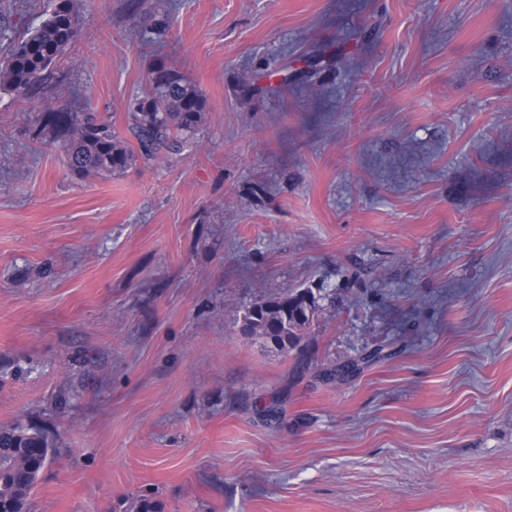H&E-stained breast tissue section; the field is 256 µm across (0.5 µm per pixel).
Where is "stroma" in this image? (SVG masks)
I'll return each mask as SVG.
<instances>
[{"instance_id":"35a3bbf8","label":"stroma","mask_w":512,"mask_h":512,"mask_svg":"<svg viewBox=\"0 0 512 512\" xmlns=\"http://www.w3.org/2000/svg\"><path fill=\"white\" fill-rule=\"evenodd\" d=\"M75 4L52 80L0 90V428L56 443L31 512H512V0ZM52 7L0 0V56ZM160 62L207 101L183 150L84 178L35 136L49 101L133 143ZM299 288L301 349L241 334ZM383 348H376L365 357L359 360H350L345 363L339 365H332L331 367H326L322 370L321 374L326 378V380L330 381H343L349 377L351 373H355L360 369V364L369 363L376 359H380L386 355H382Z\"/></svg>"}]
</instances>
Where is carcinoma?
I'll return each instance as SVG.
<instances>
[{
	"instance_id": "obj_1",
	"label": "carcinoma",
	"mask_w": 512,
	"mask_h": 512,
	"mask_svg": "<svg viewBox=\"0 0 512 512\" xmlns=\"http://www.w3.org/2000/svg\"><path fill=\"white\" fill-rule=\"evenodd\" d=\"M84 21L74 0H55L51 13L18 37L10 53L0 58V88L21 98L36 93L52 74L56 61L79 36ZM204 111L205 99L187 77L163 64L155 66L144 95L129 105L130 130L139 152L158 159L165 151H178ZM42 120L43 128L56 131L70 167L78 175L121 171L134 158V152L94 112L79 116L66 108L47 107ZM316 310L317 300L311 290L293 289L245 308L240 331L290 352L304 343ZM382 353L383 349L376 348L359 360L326 367L322 374L330 381H343L360 365L382 358ZM48 446H55V441L34 426L15 424L0 429L1 508L30 509L37 480L29 473L42 468L36 449Z\"/></svg>"
}]
</instances>
